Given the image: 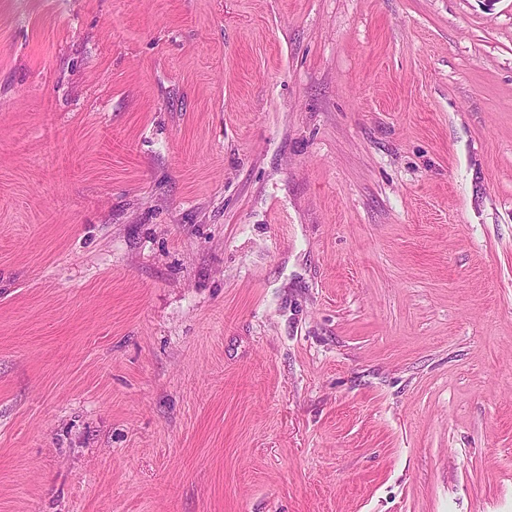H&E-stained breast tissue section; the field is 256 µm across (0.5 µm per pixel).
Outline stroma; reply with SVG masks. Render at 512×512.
<instances>
[{
  "label": "stroma",
  "instance_id": "obj_1",
  "mask_svg": "<svg viewBox=\"0 0 512 512\" xmlns=\"http://www.w3.org/2000/svg\"><path fill=\"white\" fill-rule=\"evenodd\" d=\"M0 512H512V0H0Z\"/></svg>",
  "mask_w": 512,
  "mask_h": 512
}]
</instances>
